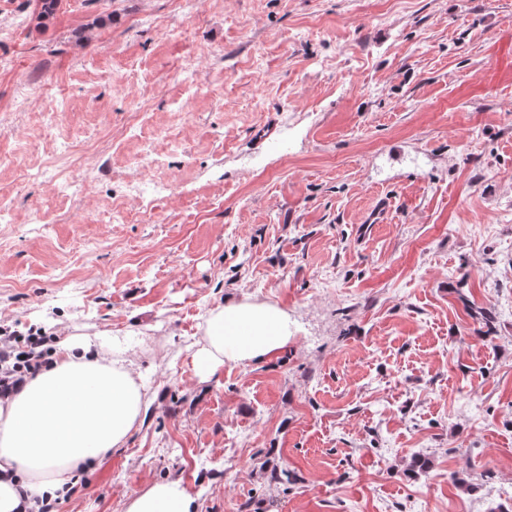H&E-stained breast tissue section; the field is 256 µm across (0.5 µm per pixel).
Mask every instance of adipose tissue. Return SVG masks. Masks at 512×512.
<instances>
[{"mask_svg": "<svg viewBox=\"0 0 512 512\" xmlns=\"http://www.w3.org/2000/svg\"><path fill=\"white\" fill-rule=\"evenodd\" d=\"M289 341L280 310L230 303L210 312L194 363L206 379L227 362L276 356ZM152 403L117 345L58 339L50 365L0 399V512H18L25 495L55 494L91 462L126 446ZM125 512H197V504L180 482L156 481Z\"/></svg>", "mask_w": 512, "mask_h": 512, "instance_id": "ef3b65f1", "label": "adipose tissue"}]
</instances>
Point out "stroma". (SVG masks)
I'll list each match as a JSON object with an SVG mask.
<instances>
[{"instance_id": "stroma-1", "label": "stroma", "mask_w": 512, "mask_h": 512, "mask_svg": "<svg viewBox=\"0 0 512 512\" xmlns=\"http://www.w3.org/2000/svg\"><path fill=\"white\" fill-rule=\"evenodd\" d=\"M33 9L0 0V325L119 342L154 398L60 512L161 480L198 512L505 503L512 0ZM149 178L167 191L128 197ZM233 302L291 341L201 379Z\"/></svg>"}]
</instances>
